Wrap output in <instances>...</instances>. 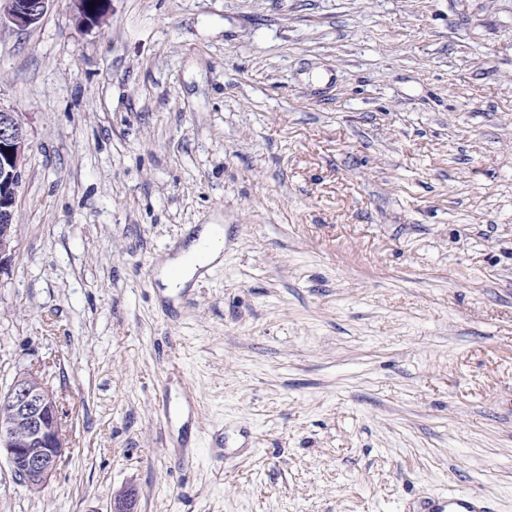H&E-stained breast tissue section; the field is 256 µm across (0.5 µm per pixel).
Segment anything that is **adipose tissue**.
I'll use <instances>...</instances> for the list:
<instances>
[{
    "mask_svg": "<svg viewBox=\"0 0 512 512\" xmlns=\"http://www.w3.org/2000/svg\"><path fill=\"white\" fill-rule=\"evenodd\" d=\"M223 250V226L205 225L186 248L163 265L161 280L164 286L173 290L187 287L199 271L221 263Z\"/></svg>",
    "mask_w": 512,
    "mask_h": 512,
    "instance_id": "obj_1",
    "label": "adipose tissue"
}]
</instances>
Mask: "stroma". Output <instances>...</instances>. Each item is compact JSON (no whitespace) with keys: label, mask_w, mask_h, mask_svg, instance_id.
<instances>
[{"label":"stroma","mask_w":512,"mask_h":512,"mask_svg":"<svg viewBox=\"0 0 512 512\" xmlns=\"http://www.w3.org/2000/svg\"><path fill=\"white\" fill-rule=\"evenodd\" d=\"M0 108V389L43 368L69 439L0 512H512V0H51ZM97 5L91 8L89 0H72L74 15L78 26H92L101 24L108 10L109 0H97ZM28 131L17 112L0 108V276L15 255V204L29 151ZM203 243H208L209 248L203 250ZM223 250L224 227L220 224L202 227L186 248L163 265L160 278L166 288L172 289L167 294L172 295L174 290L186 288L199 271L222 263ZM423 512H495L482 498L470 495L448 494L444 497H430Z\"/></svg>","instance_id":"1"}]
</instances>
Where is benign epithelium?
<instances>
[{
	"instance_id": "benign-epithelium-1",
	"label": "benign epithelium",
	"mask_w": 512,
	"mask_h": 512,
	"mask_svg": "<svg viewBox=\"0 0 512 512\" xmlns=\"http://www.w3.org/2000/svg\"><path fill=\"white\" fill-rule=\"evenodd\" d=\"M50 0H0V27L24 31L37 25ZM80 26L101 24L109 0H72ZM29 151L28 131L16 112L0 108V275L8 272L15 255V204ZM68 445L59 402L38 369L18 374L7 391L0 390V455L14 477L29 490L45 488L60 465ZM136 491L127 489L113 500L111 512H134Z\"/></svg>"
}]
</instances>
